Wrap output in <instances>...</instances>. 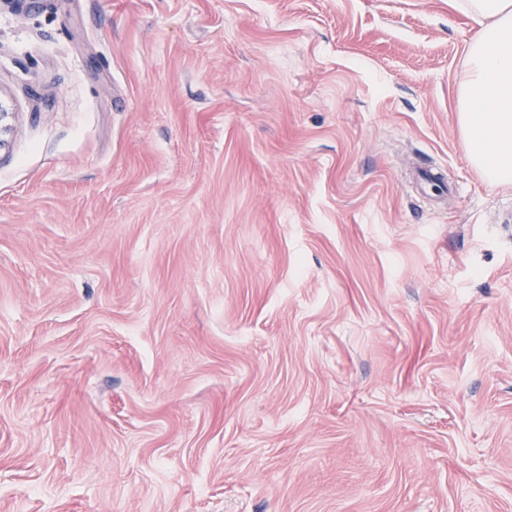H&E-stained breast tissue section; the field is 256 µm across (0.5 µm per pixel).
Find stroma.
<instances>
[{
  "mask_svg": "<svg viewBox=\"0 0 512 512\" xmlns=\"http://www.w3.org/2000/svg\"><path fill=\"white\" fill-rule=\"evenodd\" d=\"M464 2L0 0V512H512Z\"/></svg>",
  "mask_w": 512,
  "mask_h": 512,
  "instance_id": "obj_1",
  "label": "stroma"
}]
</instances>
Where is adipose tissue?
Instances as JSON below:
<instances>
[{"mask_svg": "<svg viewBox=\"0 0 512 512\" xmlns=\"http://www.w3.org/2000/svg\"><path fill=\"white\" fill-rule=\"evenodd\" d=\"M476 33L459 86L471 161L495 185L512 184V0H467Z\"/></svg>", "mask_w": 512, "mask_h": 512, "instance_id": "adipose-tissue-1", "label": "adipose tissue"}]
</instances>
